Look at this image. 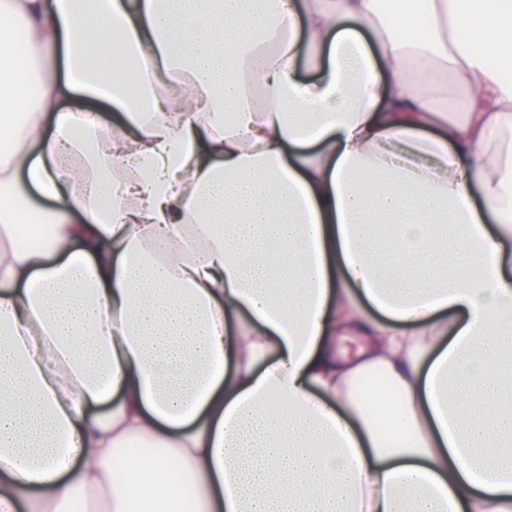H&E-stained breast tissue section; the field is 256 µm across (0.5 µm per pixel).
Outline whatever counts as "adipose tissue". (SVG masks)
Segmentation results:
<instances>
[{"instance_id":"adipose-tissue-1","label":"adipose tissue","mask_w":512,"mask_h":512,"mask_svg":"<svg viewBox=\"0 0 512 512\" xmlns=\"http://www.w3.org/2000/svg\"><path fill=\"white\" fill-rule=\"evenodd\" d=\"M276 4L0 0V512H512V0Z\"/></svg>"}]
</instances>
